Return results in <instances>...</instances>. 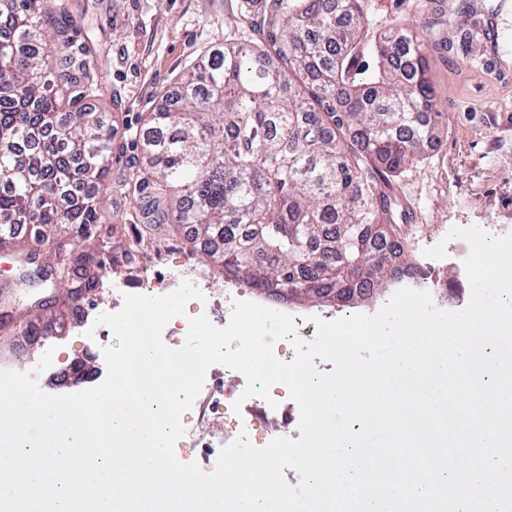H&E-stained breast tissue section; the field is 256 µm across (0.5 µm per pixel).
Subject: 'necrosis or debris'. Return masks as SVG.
I'll list each match as a JSON object with an SVG mask.
<instances>
[{
  "instance_id": "4bbe7bcc",
  "label": "necrosis or debris",
  "mask_w": 512,
  "mask_h": 512,
  "mask_svg": "<svg viewBox=\"0 0 512 512\" xmlns=\"http://www.w3.org/2000/svg\"><path fill=\"white\" fill-rule=\"evenodd\" d=\"M245 384L241 378L236 388H226L223 370L211 366L192 408L181 417L185 433L177 445L188 449L204 471L214 469L221 448L239 434H247L250 443L258 448L277 437H300L299 408L284 385L272 387L271 400L254 396L242 400L241 409H234L233 403L240 400V389Z\"/></svg>"
}]
</instances>
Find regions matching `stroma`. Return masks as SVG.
<instances>
[{"label": "stroma", "instance_id": "1", "mask_svg": "<svg viewBox=\"0 0 512 512\" xmlns=\"http://www.w3.org/2000/svg\"><path fill=\"white\" fill-rule=\"evenodd\" d=\"M86 9L73 46L85 50L93 87L79 106L99 113L112 135L111 162L96 196V247L114 257L111 273L84 302L89 319L111 311L126 293L148 282L179 287V271L210 269L201 249L162 225L158 253L135 243L147 218L139 198L154 193L140 151L149 113L167 106L181 76L215 48L243 43L251 31L248 0H70ZM372 13L400 19L428 40L427 60L437 108L422 159L387 176V191L407 224L421 225L415 258L453 227L512 233V0H369ZM65 366L95 362L97 337L76 340L71 317L55 339Z\"/></svg>", "mask_w": 512, "mask_h": 512}]
</instances>
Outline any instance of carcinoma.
Wrapping results in <instances>:
<instances>
[{"instance_id":"carcinoma-1","label":"carcinoma","mask_w":512,"mask_h":512,"mask_svg":"<svg viewBox=\"0 0 512 512\" xmlns=\"http://www.w3.org/2000/svg\"><path fill=\"white\" fill-rule=\"evenodd\" d=\"M13 20L19 39L37 45L15 56L0 49V247L24 232L40 247L74 224L85 240L95 224L91 197L62 207L69 164L30 167L16 145H38L55 128L58 153L82 157L85 177L106 167L110 139L93 112L60 120L59 91L81 98L85 62L75 55L72 15L47 28L45 16ZM369 0H254L256 43L226 44L183 80L174 107L147 118L143 152L159 181L147 209L173 221L224 277L244 278L270 297L333 302L369 299L398 276L378 254L396 243L407 262L417 224H399L384 175L416 162L442 113L428 76V41L401 20L370 36ZM27 254L33 277L53 284L89 272V251L69 246ZM18 292L0 283V325ZM33 320L24 336H46L60 300L25 295Z\"/></svg>"}]
</instances>
